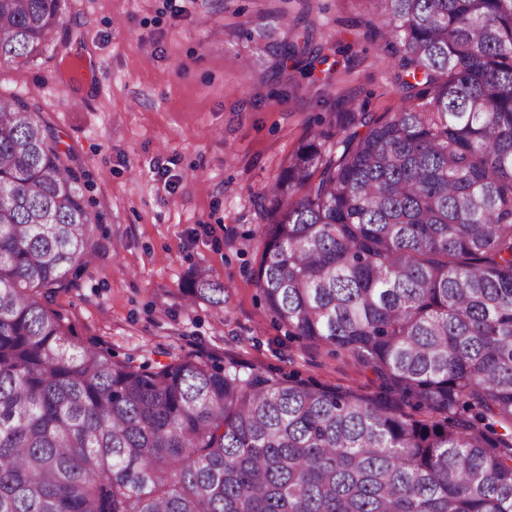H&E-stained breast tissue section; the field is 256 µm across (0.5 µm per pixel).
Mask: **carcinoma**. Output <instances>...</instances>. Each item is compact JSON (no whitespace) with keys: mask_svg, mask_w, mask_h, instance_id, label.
Returning a JSON list of instances; mask_svg holds the SVG:
<instances>
[{"mask_svg":"<svg viewBox=\"0 0 512 512\" xmlns=\"http://www.w3.org/2000/svg\"><path fill=\"white\" fill-rule=\"evenodd\" d=\"M367 2L353 26L406 94L385 119L326 113L272 177L256 284L397 404L73 341L48 302L99 217L39 112L1 96L0 512H512V0ZM61 20L0 0V64ZM240 36L287 81L318 58L284 16ZM187 300L224 286L201 271Z\"/></svg>","mask_w":512,"mask_h":512,"instance_id":"obj_1","label":"carcinoma"}]
</instances>
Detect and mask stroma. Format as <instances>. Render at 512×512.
Returning a JSON list of instances; mask_svg holds the SVG:
<instances>
[{
    "label": "stroma",
    "instance_id": "1",
    "mask_svg": "<svg viewBox=\"0 0 512 512\" xmlns=\"http://www.w3.org/2000/svg\"><path fill=\"white\" fill-rule=\"evenodd\" d=\"M30 58L0 65V95L39 111L81 173L93 262L53 307L76 341L117 358L167 355L278 368L308 386L375 396L344 350L289 336L256 285L268 215L256 200L327 112L389 117L404 92L382 40L353 27L364 0H62ZM306 12L327 60L287 83L243 70L249 22ZM224 304L187 305L198 271Z\"/></svg>",
    "mask_w": 512,
    "mask_h": 512
}]
</instances>
